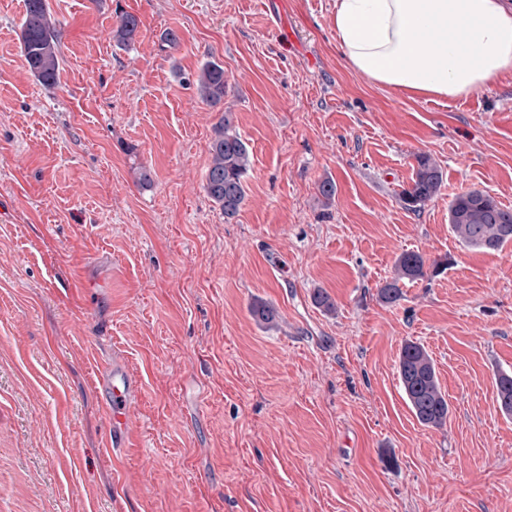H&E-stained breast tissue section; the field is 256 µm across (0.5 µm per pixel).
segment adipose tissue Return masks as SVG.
I'll use <instances>...</instances> for the list:
<instances>
[{"instance_id":"ef3b65f1","label":"adipose tissue","mask_w":512,"mask_h":512,"mask_svg":"<svg viewBox=\"0 0 512 512\" xmlns=\"http://www.w3.org/2000/svg\"><path fill=\"white\" fill-rule=\"evenodd\" d=\"M352 69L403 92L455 99L512 74V0H334Z\"/></svg>"}]
</instances>
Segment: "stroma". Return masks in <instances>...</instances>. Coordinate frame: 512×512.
I'll list each match as a JSON object with an SVG mask.
<instances>
[{
    "instance_id": "stroma-1",
    "label": "stroma",
    "mask_w": 512,
    "mask_h": 512,
    "mask_svg": "<svg viewBox=\"0 0 512 512\" xmlns=\"http://www.w3.org/2000/svg\"><path fill=\"white\" fill-rule=\"evenodd\" d=\"M48 3L53 86L22 56L24 0H0V512H512V243L475 251L448 223L470 190L512 207V76L457 99L380 85L346 65L332 0ZM225 115L251 158L230 221L204 188ZM421 154L443 185L414 214ZM407 251L448 267L384 303ZM408 341L443 427L404 399ZM114 355L141 383L119 454L97 388ZM197 92L207 104L217 105L224 99L227 80L224 67L215 61H207L197 77ZM398 374L405 399L418 422L442 427L448 420V399L433 359L419 344L406 342L400 352Z\"/></svg>"
}]
</instances>
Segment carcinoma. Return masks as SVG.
<instances>
[{"label": "carcinoma", "instance_id": "cac0c4a2", "mask_svg": "<svg viewBox=\"0 0 512 512\" xmlns=\"http://www.w3.org/2000/svg\"><path fill=\"white\" fill-rule=\"evenodd\" d=\"M139 25L137 17L131 14L122 16L114 33L117 44H131ZM20 41L31 74L43 84H57L60 77L59 32L48 0H24ZM226 87L224 67L215 61L206 62L197 77L200 99L216 105L224 99ZM210 155L206 192L220 206L224 217L232 219L246 197L250 155L246 142L227 116L214 127ZM442 183L443 175L437 163L427 155H420L411 184L401 191L400 200L405 209L419 213L427 202L438 196ZM448 223L456 238L466 247L498 251L512 242V208L478 190L465 192L453 199ZM425 276L423 256L414 251L404 252L397 258L392 281L380 288L379 297L386 303H395L402 297L401 281H415ZM398 374L405 399L418 422L435 428L445 425L448 399L440 385L433 359L421 345L414 342L403 345ZM496 388L501 410L511 415L512 373L499 374Z\"/></svg>", "mask_w": 512, "mask_h": 512}]
</instances>
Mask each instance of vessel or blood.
<instances>
[{
    "mask_svg": "<svg viewBox=\"0 0 512 512\" xmlns=\"http://www.w3.org/2000/svg\"><path fill=\"white\" fill-rule=\"evenodd\" d=\"M99 384L101 401L112 424V445L124 447L134 434L133 411L140 382L123 360L115 358L102 367Z\"/></svg>",
    "mask_w": 512,
    "mask_h": 512,
    "instance_id": "b4317fda",
    "label": "vessel or blood"
}]
</instances>
